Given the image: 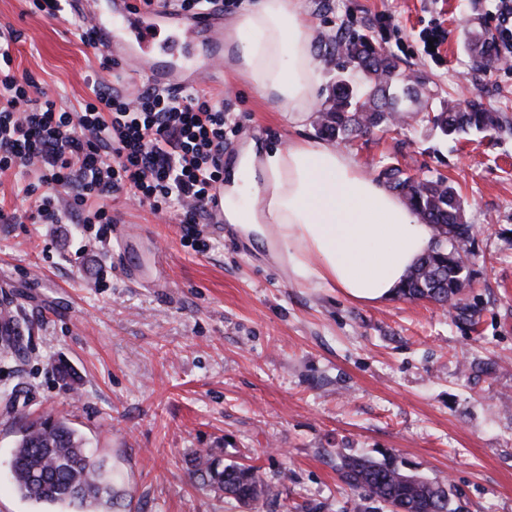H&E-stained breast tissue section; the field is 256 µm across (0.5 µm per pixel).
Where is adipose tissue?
<instances>
[{
    "label": "adipose tissue",
    "mask_w": 512,
    "mask_h": 512,
    "mask_svg": "<svg viewBox=\"0 0 512 512\" xmlns=\"http://www.w3.org/2000/svg\"><path fill=\"white\" fill-rule=\"evenodd\" d=\"M224 62L294 127L318 103L322 65L301 0H242ZM224 217L266 246L289 279L354 303L397 296L434 231L335 145H249L224 192Z\"/></svg>",
    "instance_id": "adipose-tissue-1"
}]
</instances>
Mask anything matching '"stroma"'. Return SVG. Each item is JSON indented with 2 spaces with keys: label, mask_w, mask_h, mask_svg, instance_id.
I'll return each mask as SVG.
<instances>
[{
  "label": "stroma",
  "mask_w": 512,
  "mask_h": 512,
  "mask_svg": "<svg viewBox=\"0 0 512 512\" xmlns=\"http://www.w3.org/2000/svg\"><path fill=\"white\" fill-rule=\"evenodd\" d=\"M323 45L338 29L368 35L420 81V104L337 148L371 176L388 166L447 178L472 224L462 246L468 313L426 299L356 304L333 288L292 282L267 249L231 224H206L205 251L183 236L175 210L124 198L112 213L142 252H165V295L115 276L112 241L82 224H35L26 189L36 167L0 174V512H40L14 490L10 460L21 425L66 416L112 468L120 512H358L340 455L392 462L445 483L462 512H512V67L481 69L474 33L493 38L495 0H302ZM73 6L44 16L31 0H0V30L17 35L14 67L58 106L88 100L102 73ZM441 26L437 58L422 32ZM214 100L230 110L224 163L249 140L276 147L318 138L288 125L232 73ZM480 100L502 129L456 140L424 121L447 100ZM80 260L71 254L78 246ZM260 467L280 495L245 507L201 486L192 460Z\"/></svg>",
  "instance_id": "obj_1"
}]
</instances>
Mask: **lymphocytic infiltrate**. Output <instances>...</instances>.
<instances>
[{
    "instance_id": "obj_1",
    "label": "lymphocytic infiltrate",
    "mask_w": 512,
    "mask_h": 512,
    "mask_svg": "<svg viewBox=\"0 0 512 512\" xmlns=\"http://www.w3.org/2000/svg\"><path fill=\"white\" fill-rule=\"evenodd\" d=\"M13 39L0 33V172L39 162L44 191L32 220L92 222L103 238L114 222L107 202L123 194L154 211L177 206L194 235L224 173L223 105L194 89L148 88L131 99L97 80L91 100L71 112L15 73ZM60 188L71 197L64 209L55 195Z\"/></svg>"
}]
</instances>
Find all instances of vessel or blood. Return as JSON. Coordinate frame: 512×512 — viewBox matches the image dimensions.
<instances>
[{"mask_svg": "<svg viewBox=\"0 0 512 512\" xmlns=\"http://www.w3.org/2000/svg\"><path fill=\"white\" fill-rule=\"evenodd\" d=\"M81 14L90 16L101 39L98 43L135 80L169 91H181L210 83H223L221 45L224 28L220 14L207 12L185 16L174 8L155 7L145 11L137 0H109L107 7L95 0H78ZM195 44L198 54H175L173 43ZM112 234L122 250L115 267L127 282L144 288L162 289L168 279L163 256L153 252L150 265L128 261L127 231L114 224Z\"/></svg>", "mask_w": 512, "mask_h": 512, "instance_id": "vessel-or-blood-1", "label": "vessel or blood"}]
</instances>
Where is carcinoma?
I'll list each match as a JSON object with an SVG mask.
<instances>
[{
    "mask_svg": "<svg viewBox=\"0 0 512 512\" xmlns=\"http://www.w3.org/2000/svg\"><path fill=\"white\" fill-rule=\"evenodd\" d=\"M328 56L358 70L359 80L347 86L340 76L325 103L318 128L330 139H348L372 127L390 123L408 103L420 101L419 83L411 81L393 58L380 53L365 35L340 32L328 42ZM428 122L447 137L483 133L499 127L497 113L472 101L464 110L448 103L427 115ZM387 186L400 195L415 214L435 230L434 248L419 259L401 288V295L428 299L461 314L458 295L467 283V266L459 244L470 238L472 225L453 186L437 179H413L400 169L382 170ZM15 488L22 498L71 512H112L120 498L104 464L93 458L83 437L65 417L47 415L21 430L10 461ZM193 474L202 483L221 490L248 507L274 495L259 469L228 465L218 469L208 453L195 454ZM342 480L359 499L392 506L397 512H457L442 482L413 480L391 463L343 456Z\"/></svg>",
    "mask_w": 512,
    "mask_h": 512,
    "instance_id": "cac0c4a2",
    "label": "carcinoma"
}]
</instances>
